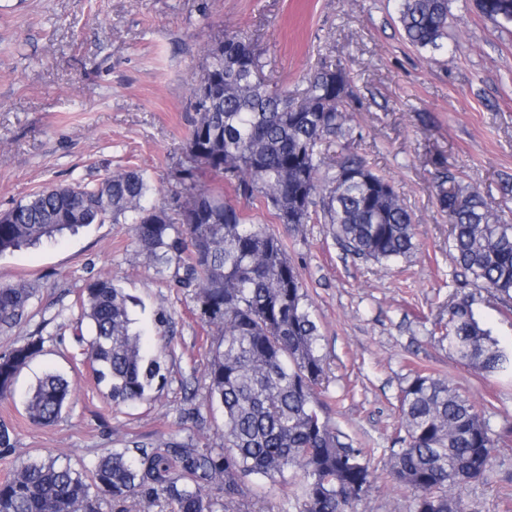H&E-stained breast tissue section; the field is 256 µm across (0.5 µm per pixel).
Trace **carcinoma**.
I'll use <instances>...</instances> for the list:
<instances>
[{
	"label": "carcinoma",
	"mask_w": 512,
	"mask_h": 512,
	"mask_svg": "<svg viewBox=\"0 0 512 512\" xmlns=\"http://www.w3.org/2000/svg\"><path fill=\"white\" fill-rule=\"evenodd\" d=\"M506 1L512 4L487 0L478 9L512 25ZM448 15L449 0H401L398 21L412 45L434 51L443 48ZM207 56L190 87L195 116L172 206L144 205L150 185L133 170L91 187H46L0 216V254L108 218L133 225L140 252L175 268L174 286L191 294L200 321L217 332L203 378L207 403L224 413L223 443L112 450L89 480L68 463L33 457L0 482V512H102L106 503L128 512L135 494L172 512H242V479L251 474L273 485L291 475L300 512H354L374 482L366 452L336 429L323 401L321 334L287 245L234 200L260 205L278 224H328L344 251L380 264L415 248L411 214L362 156L328 153L349 134L356 100L341 62L319 63L302 92L290 95L256 79L265 64L241 31L225 32ZM199 170L211 183H199ZM437 188L462 275L493 290L511 312L512 224L453 175L437 177ZM34 293L0 284V328L26 316ZM133 304L109 276L90 278L80 302L93 372L117 404L148 399L165 379L132 329ZM446 339L458 361L512 377V347L492 336L470 296L448 303ZM40 350L31 339L0 353V399L12 396L17 375ZM69 397L63 376L45 374L26 397L28 419L54 423ZM400 430L389 481L414 494L415 512H462L448 489L486 476L496 446L489 421L447 378L416 371L402 390ZM210 484L223 486L224 500L202 493Z\"/></svg>",
	"instance_id": "carcinoma-1"
}]
</instances>
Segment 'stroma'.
<instances>
[{
    "label": "stroma",
    "mask_w": 512,
    "mask_h": 512,
    "mask_svg": "<svg viewBox=\"0 0 512 512\" xmlns=\"http://www.w3.org/2000/svg\"><path fill=\"white\" fill-rule=\"evenodd\" d=\"M228 30L248 34L269 84L294 93L319 58L346 64L358 101L343 144L392 181L416 226L415 250L386 267L346 255L326 224L276 227L323 337L331 420L371 451L377 480L358 512H414L411 492L386 477L413 372L447 378L495 432L512 430V382L460 363L441 340L457 295H471L508 346L512 315L461 275L435 193L437 174H454L512 220V26L475 0H451L445 47L431 51L405 39L396 0H0V214L44 187L92 185L118 169L144 174L148 202H170L194 115L189 88ZM97 274L139 301L134 329L166 377L149 400L113 405L89 366L76 327ZM19 281L35 294L19 324L0 328V352L33 338L43 346L13 397L0 400L15 446L0 457V480L34 456L87 475L111 449L222 443V412L203 385L216 333L138 252L131 225L107 220L0 254V283ZM50 369L68 378L72 396L55 424L41 426L26 418L24 398ZM244 488L250 512H298L291 486L250 475ZM449 493L464 512H512V440L494 448L486 477Z\"/></svg>",
    "instance_id": "35a3bbf8"
}]
</instances>
